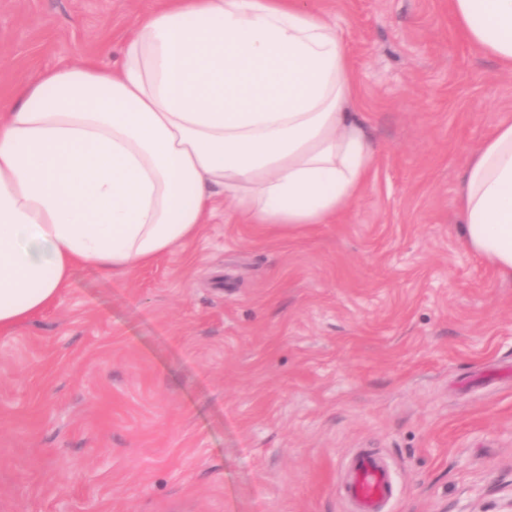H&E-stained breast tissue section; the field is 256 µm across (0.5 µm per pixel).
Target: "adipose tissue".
Listing matches in <instances>:
<instances>
[{"instance_id": "ef3b65f1", "label": "adipose tissue", "mask_w": 512, "mask_h": 512, "mask_svg": "<svg viewBox=\"0 0 512 512\" xmlns=\"http://www.w3.org/2000/svg\"><path fill=\"white\" fill-rule=\"evenodd\" d=\"M512 68V0H448ZM351 58L306 0H161L106 69L39 73L0 101V334L76 270L119 278L197 238L216 199L251 224H326L375 163ZM462 242L512 277V122L462 176Z\"/></svg>"}]
</instances>
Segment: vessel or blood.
Returning a JSON list of instances; mask_svg holds the SVG:
<instances>
[{"label": "vessel or blood", "mask_w": 512, "mask_h": 512, "mask_svg": "<svg viewBox=\"0 0 512 512\" xmlns=\"http://www.w3.org/2000/svg\"><path fill=\"white\" fill-rule=\"evenodd\" d=\"M343 494L355 505L356 512H382V505L394 495L390 469L380 458L357 452L350 461Z\"/></svg>", "instance_id": "1"}]
</instances>
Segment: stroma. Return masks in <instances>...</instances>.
Masks as SVG:
<instances>
[{
    "mask_svg": "<svg viewBox=\"0 0 512 512\" xmlns=\"http://www.w3.org/2000/svg\"><path fill=\"white\" fill-rule=\"evenodd\" d=\"M349 49L373 177L331 224L216 217L122 279L78 270L0 335V512H502L512 494V278L456 231L466 163L512 120V72L448 0H306ZM159 0H0V99L111 68ZM343 494L356 506V512H382V505L394 495L390 469L380 458L357 452L350 461Z\"/></svg>",
    "mask_w": 512,
    "mask_h": 512,
    "instance_id": "1",
    "label": "stroma"
}]
</instances>
